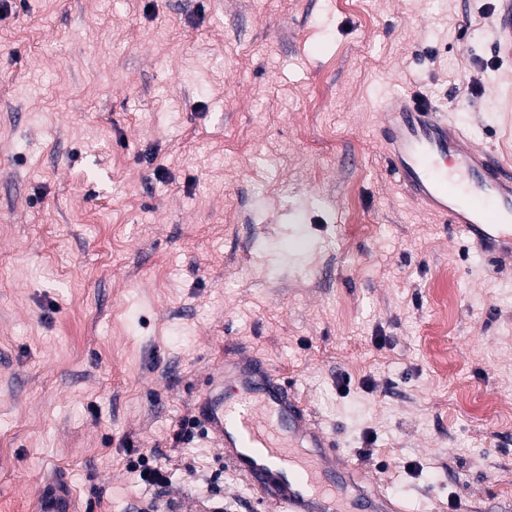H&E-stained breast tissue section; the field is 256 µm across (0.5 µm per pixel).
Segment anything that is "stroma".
Here are the masks:
<instances>
[{"mask_svg": "<svg viewBox=\"0 0 512 512\" xmlns=\"http://www.w3.org/2000/svg\"><path fill=\"white\" fill-rule=\"evenodd\" d=\"M498 8L10 0L0 512L52 486L73 512H270L181 433L230 345L408 512H512V269L411 201L377 138L380 96L414 92L512 174ZM132 465L134 468L140 469V477L149 484L163 486L168 481L165 468L157 462L155 456L152 454H140L137 461L133 462Z\"/></svg>", "mask_w": 512, "mask_h": 512, "instance_id": "obj_1", "label": "stroma"}]
</instances>
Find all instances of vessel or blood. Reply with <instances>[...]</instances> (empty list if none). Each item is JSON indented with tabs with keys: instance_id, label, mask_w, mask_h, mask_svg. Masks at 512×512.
Here are the masks:
<instances>
[{
	"instance_id": "vessel-or-blood-1",
	"label": "vessel or blood",
	"mask_w": 512,
	"mask_h": 512,
	"mask_svg": "<svg viewBox=\"0 0 512 512\" xmlns=\"http://www.w3.org/2000/svg\"><path fill=\"white\" fill-rule=\"evenodd\" d=\"M498 45L512 49V0H501ZM381 143L394 178L424 209L454 224L499 264L512 263V176L464 130L420 96H384ZM206 434L225 461L262 493L272 512H402L385 493H367L350 476L326 433L284 389L272 366L225 356L202 400Z\"/></svg>"
}]
</instances>
